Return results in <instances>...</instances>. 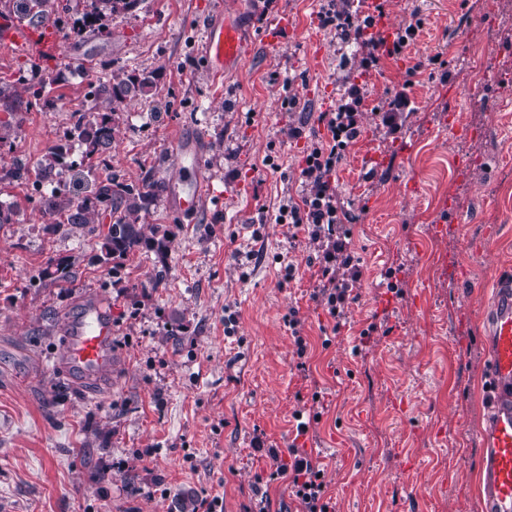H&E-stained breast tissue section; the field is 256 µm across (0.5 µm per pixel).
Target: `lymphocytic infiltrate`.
Wrapping results in <instances>:
<instances>
[{"label":"lymphocytic infiltrate","mask_w":512,"mask_h":512,"mask_svg":"<svg viewBox=\"0 0 512 512\" xmlns=\"http://www.w3.org/2000/svg\"><path fill=\"white\" fill-rule=\"evenodd\" d=\"M321 28L336 32L345 41L356 44L363 54L366 71H376L383 58L401 57L415 39L421 23L408 24L397 32L391 45L369 37L367 31L375 24L373 17L356 20L349 10L327 0L318 13ZM366 91L351 85L348 93L328 111L319 113L318 121L326 128V140L313 143L304 157L301 170L303 193L300 199H287L279 205L275 223L288 225L301 233L317 251L308 258L315 267L320 284L311 295L334 322H341L355 302L353 285L362 276L361 260L349 249V231L345 224L351 216L343 207L336 190V170L360 134L359 108ZM272 460L270 479L287 478L288 487L299 512H333L325 499L323 471L308 453L290 449V463H281L277 449H269Z\"/></svg>","instance_id":"obj_1"}]
</instances>
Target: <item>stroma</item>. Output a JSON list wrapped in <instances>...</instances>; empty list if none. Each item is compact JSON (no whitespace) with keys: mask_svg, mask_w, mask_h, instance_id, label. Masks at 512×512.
I'll list each match as a JSON object with an SVG mask.
<instances>
[{"mask_svg":"<svg viewBox=\"0 0 512 512\" xmlns=\"http://www.w3.org/2000/svg\"><path fill=\"white\" fill-rule=\"evenodd\" d=\"M322 4L139 0L114 13L103 0H49L51 16L98 20L60 33L48 94L23 92L15 113L0 109L13 123L0 167L36 164L73 113H94L100 77L153 74L150 94L119 114L110 163L124 182L150 171L163 183L143 221L168 229L171 243L129 256L114 282L93 260L96 237L51 232L27 186L0 183L15 211L0 225V512H191L204 491L223 497L224 512H244L256 476L271 471L269 446L284 462L294 446L318 461L335 512H483L485 285L512 277V0H387L396 27L417 17L423 28L404 60L370 73L320 28ZM219 9L241 22L249 48L241 68L215 79L199 46ZM284 12L296 32L276 50L262 34ZM315 39L319 58L308 50ZM437 54L449 77L432 69ZM351 82L368 95L336 185L356 218L363 275L337 330L311 298L314 245L273 216L300 197L306 152L327 137L317 117ZM400 92L411 104L392 133L380 114ZM455 119L471 136L449 131ZM180 132L199 143L209 192L195 214L171 203ZM269 154L278 169L264 164ZM53 257L74 260L70 287L40 281ZM391 268L395 293L383 282ZM97 296L110 301L118 335L112 383L92 392L54 361L63 319ZM292 308L308 342L305 374L284 322ZM372 323L389 334L361 342ZM315 393L322 418L297 436L294 416Z\"/></svg>","mask_w":512,"mask_h":512,"instance_id":"35a3bbf8","label":"stroma"}]
</instances>
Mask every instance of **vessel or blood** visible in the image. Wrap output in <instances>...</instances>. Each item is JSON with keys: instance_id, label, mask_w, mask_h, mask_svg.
Returning <instances> with one entry per match:
<instances>
[{"instance_id": "b4317fda", "label": "vessel or blood", "mask_w": 512, "mask_h": 512, "mask_svg": "<svg viewBox=\"0 0 512 512\" xmlns=\"http://www.w3.org/2000/svg\"><path fill=\"white\" fill-rule=\"evenodd\" d=\"M295 28L288 16L265 30V42L272 47L287 43ZM0 45L21 51L56 57L58 38L47 26H20L0 22ZM246 42L235 19L216 14L207 24L201 54L213 77L240 65ZM182 177L174 184L172 198L183 211L199 210L206 201L200 175V152L194 139L175 138ZM494 306L487 323L489 410L481 430L484 444L479 461V479L485 512H512V280L497 279L493 288ZM65 336L59 356L62 366L88 388L102 387L112 375V346L118 331L112 308L105 298L87 304L77 317L62 326Z\"/></svg>"}]
</instances>
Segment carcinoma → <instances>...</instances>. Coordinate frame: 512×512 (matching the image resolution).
Segmentation results:
<instances>
[{"label":"carcinoma","instance_id":"cac0c4a2","mask_svg":"<svg viewBox=\"0 0 512 512\" xmlns=\"http://www.w3.org/2000/svg\"><path fill=\"white\" fill-rule=\"evenodd\" d=\"M23 18L30 25H43L49 21L46 10L47 0H18ZM56 77L35 67V74L26 80L34 99H41L55 83ZM153 87V79L146 74H128L118 69L97 80L90 95L96 100L112 104V111L96 116L77 112L70 129L65 133V142L47 150L44 158L34 166L14 164L0 168V181L9 180L19 184H36L50 178L54 171L72 167L77 163L87 164L88 168L109 167L112 142L116 130V113L128 101L148 94ZM75 139L83 147L80 160L72 158L68 141ZM93 194L83 200H75L65 193L54 191L39 200L38 206L43 216L48 218V226L55 231L72 232L77 230L85 235L101 237L99 253L94 260L102 264H112V274L120 273L122 260L136 252L147 250L164 253L170 242L167 229L141 223V213L148 211L156 200L161 186L147 172L140 184H129L108 174L94 178ZM103 211H108L112 223L107 232L98 233V219ZM76 277L74 263L68 258H51L40 272V280L63 288Z\"/></svg>","mask_w":512,"mask_h":512}]
</instances>
